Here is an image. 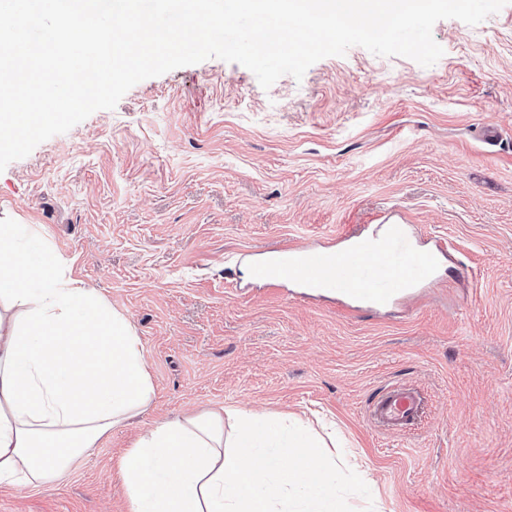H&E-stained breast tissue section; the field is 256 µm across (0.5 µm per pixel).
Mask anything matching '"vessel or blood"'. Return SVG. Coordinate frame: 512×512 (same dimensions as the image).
<instances>
[{"instance_id": "obj_1", "label": "vessel or blood", "mask_w": 512, "mask_h": 512, "mask_svg": "<svg viewBox=\"0 0 512 512\" xmlns=\"http://www.w3.org/2000/svg\"><path fill=\"white\" fill-rule=\"evenodd\" d=\"M372 242V235L366 234L349 240L340 251L283 246L253 264L251 279L272 290L293 286L309 297L332 295L350 312L380 309L427 280L438 259L448 253L444 240L429 248L414 245L400 223L392 227L381 252L373 251ZM421 408L417 389L398 387L376 397L371 414L383 429L402 431L414 423Z\"/></svg>"}]
</instances>
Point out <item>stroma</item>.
<instances>
[{"label": "stroma", "instance_id": "obj_1", "mask_svg": "<svg viewBox=\"0 0 512 512\" xmlns=\"http://www.w3.org/2000/svg\"><path fill=\"white\" fill-rule=\"evenodd\" d=\"M432 34V66L354 46L267 90L237 63L180 67L0 172V224L35 225L23 248L128 320L154 383L65 480L0 483V512H130L138 438L231 406L333 423L336 512H512V0ZM399 214L418 246L450 245L413 304L352 316L244 274ZM395 384L424 398L403 432L369 412Z\"/></svg>", "mask_w": 512, "mask_h": 512}]
</instances>
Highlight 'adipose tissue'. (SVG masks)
Segmentation results:
<instances>
[{"instance_id":"adipose-tissue-1","label":"adipose tissue","mask_w":512,"mask_h":512,"mask_svg":"<svg viewBox=\"0 0 512 512\" xmlns=\"http://www.w3.org/2000/svg\"><path fill=\"white\" fill-rule=\"evenodd\" d=\"M29 224H0V482L61 479L72 458L150 405L140 337L50 251L22 250ZM323 440L238 409L162 422L124 461L132 512H278L335 497Z\"/></svg>"}]
</instances>
